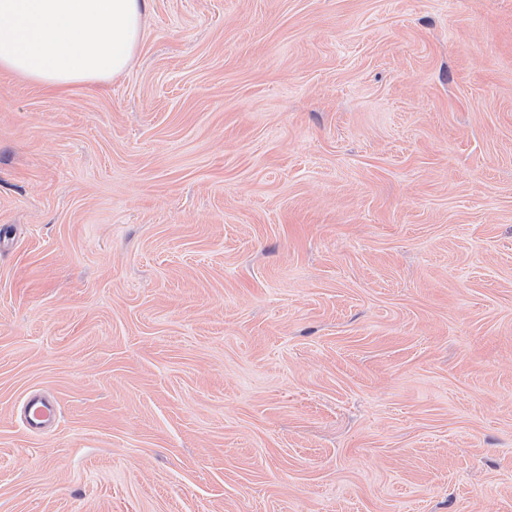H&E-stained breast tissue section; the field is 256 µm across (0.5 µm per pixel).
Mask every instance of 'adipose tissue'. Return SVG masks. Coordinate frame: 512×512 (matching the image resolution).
Listing matches in <instances>:
<instances>
[{"instance_id": "1", "label": "adipose tissue", "mask_w": 512, "mask_h": 512, "mask_svg": "<svg viewBox=\"0 0 512 512\" xmlns=\"http://www.w3.org/2000/svg\"><path fill=\"white\" fill-rule=\"evenodd\" d=\"M148 0H0V69L66 91L129 66Z\"/></svg>"}]
</instances>
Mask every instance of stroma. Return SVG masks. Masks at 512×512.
Returning a JSON list of instances; mask_svg holds the SVG:
<instances>
[{"label": "stroma", "mask_w": 512, "mask_h": 512, "mask_svg": "<svg viewBox=\"0 0 512 512\" xmlns=\"http://www.w3.org/2000/svg\"><path fill=\"white\" fill-rule=\"evenodd\" d=\"M0 512H512V0H149L109 81L0 71ZM59 408L55 401L40 393H33L25 405V422L33 433L51 428L57 420Z\"/></svg>", "instance_id": "1"}]
</instances>
